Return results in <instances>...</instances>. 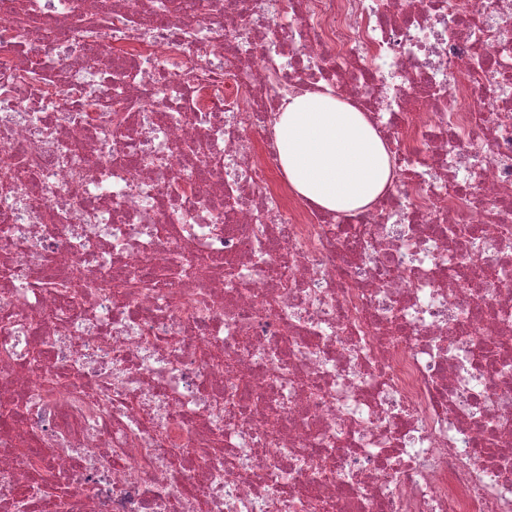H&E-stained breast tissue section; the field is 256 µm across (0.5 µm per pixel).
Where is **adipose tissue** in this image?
Here are the masks:
<instances>
[{
  "mask_svg": "<svg viewBox=\"0 0 512 512\" xmlns=\"http://www.w3.org/2000/svg\"><path fill=\"white\" fill-rule=\"evenodd\" d=\"M272 130L289 187L326 211H363L394 183L384 140L346 100L318 92L289 94Z\"/></svg>",
  "mask_w": 512,
  "mask_h": 512,
  "instance_id": "1",
  "label": "adipose tissue"
}]
</instances>
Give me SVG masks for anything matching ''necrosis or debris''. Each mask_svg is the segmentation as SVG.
Returning <instances> with one entry per match:
<instances>
[{"label": "necrosis or debris", "instance_id": "1", "mask_svg": "<svg viewBox=\"0 0 512 512\" xmlns=\"http://www.w3.org/2000/svg\"><path fill=\"white\" fill-rule=\"evenodd\" d=\"M325 88L355 215L282 179ZM4 411L0 512H512V0H0ZM272 130L289 187L326 211H363L394 183L384 140L346 100L318 92L288 94Z\"/></svg>", "mask_w": 512, "mask_h": 512}]
</instances>
